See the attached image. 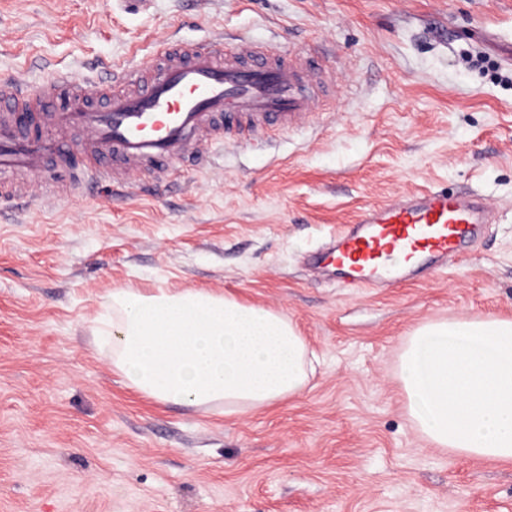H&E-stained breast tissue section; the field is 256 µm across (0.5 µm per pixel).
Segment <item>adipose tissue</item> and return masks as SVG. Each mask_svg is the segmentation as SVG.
<instances>
[{
  "instance_id": "adipose-tissue-1",
  "label": "adipose tissue",
  "mask_w": 512,
  "mask_h": 512,
  "mask_svg": "<svg viewBox=\"0 0 512 512\" xmlns=\"http://www.w3.org/2000/svg\"><path fill=\"white\" fill-rule=\"evenodd\" d=\"M97 333L125 384L165 405L244 414L299 395L315 356L284 313L206 290L116 288ZM396 377L434 447L512 462V319L456 317L411 331Z\"/></svg>"
}]
</instances>
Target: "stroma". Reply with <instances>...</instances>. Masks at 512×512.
<instances>
[{"mask_svg": "<svg viewBox=\"0 0 512 512\" xmlns=\"http://www.w3.org/2000/svg\"><path fill=\"white\" fill-rule=\"evenodd\" d=\"M242 35L324 57L313 122L0 223V512H512V463L429 445L395 377L438 318H512V0H0V75L151 66ZM475 191L497 213L440 269L342 288L310 260L368 207ZM206 289L288 315L320 364L243 415L127 387L92 334L115 288Z\"/></svg>", "mask_w": 512, "mask_h": 512, "instance_id": "obj_1", "label": "stroma"}]
</instances>
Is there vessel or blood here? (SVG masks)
<instances>
[{"label": "vessel or blood", "instance_id": "b4317fda", "mask_svg": "<svg viewBox=\"0 0 512 512\" xmlns=\"http://www.w3.org/2000/svg\"><path fill=\"white\" fill-rule=\"evenodd\" d=\"M153 74L135 63L108 62L107 86L97 94L89 80L53 72L31 80H0V217L15 198L11 176L36 186L92 183L125 195L117 170L131 165L165 174L211 162L214 147L231 129L261 134L289 128L315 112L317 89L333 72L304 53L238 39L230 50L169 41ZM85 133L80 165L66 140ZM490 208L478 193L434 189L364 210L355 226L315 257L340 268L346 288H368L397 268L417 270L459 257L487 221Z\"/></svg>", "mask_w": 512, "mask_h": 512}]
</instances>
